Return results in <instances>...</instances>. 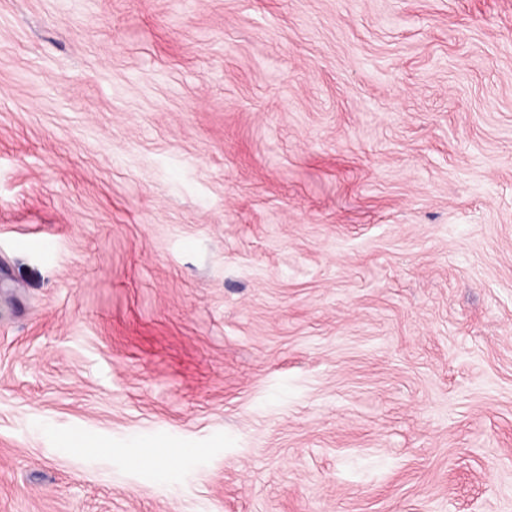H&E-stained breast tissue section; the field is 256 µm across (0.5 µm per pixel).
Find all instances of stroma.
Here are the masks:
<instances>
[{"mask_svg":"<svg viewBox=\"0 0 512 512\" xmlns=\"http://www.w3.org/2000/svg\"><path fill=\"white\" fill-rule=\"evenodd\" d=\"M0 512H512V0H0Z\"/></svg>","mask_w":512,"mask_h":512,"instance_id":"stroma-1","label":"stroma"}]
</instances>
